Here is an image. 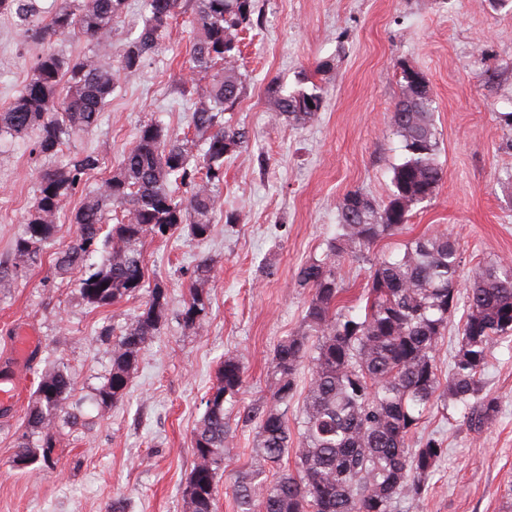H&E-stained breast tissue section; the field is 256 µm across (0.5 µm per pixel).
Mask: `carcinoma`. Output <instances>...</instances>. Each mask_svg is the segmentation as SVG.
<instances>
[{"label":"carcinoma","mask_w":512,"mask_h":512,"mask_svg":"<svg viewBox=\"0 0 512 512\" xmlns=\"http://www.w3.org/2000/svg\"><path fill=\"white\" fill-rule=\"evenodd\" d=\"M125 0H61L46 19L40 0H0L26 36L41 45L82 36L98 44L111 36ZM142 25L130 33L118 59L96 48L70 58L47 49L37 57L23 91L0 108V143L33 139L32 151L52 159L94 130L116 85L114 69L140 70L161 52L172 20L188 15L193 41L189 69L208 80L194 99L189 127L178 135L150 120L137 129L113 174L88 185L99 167L92 152L76 151L68 163L40 170L38 199L13 242L12 257L0 261V289L42 264L54 249L59 276L80 273L77 288L92 310L107 308L139 292L147 300L121 327L112 344V365L96 389L102 408L123 401L141 350L167 320L168 291L161 279L146 281L147 238L169 239L184 228L207 240L216 218L235 224L240 214L222 209L224 161L246 146L248 129L225 117L240 104L247 74L241 72L242 34L262 26L256 0H142ZM421 71L401 67V93L390 127L403 158L392 167V191L385 203L357 189L338 206L336 237L319 258L298 269L299 287L311 294L302 329L279 341L272 357L270 400L243 409L256 423L250 464L233 485L238 512H394L397 499L414 497L441 454L438 443L412 444L425 412L441 387L437 350L451 317L463 310L461 347L447 391L470 408L469 426L480 429L494 412L480 397L481 373L492 343L512 335V265L485 260L465 280L458 243L445 233L407 241L403 253L373 264L364 313L341 304L345 288L336 261L357 256L401 232L412 208L431 200L443 179L439 138L430 97L412 98L409 86ZM271 119L295 126L312 121L323 107L321 88L286 90L278 85ZM81 193L72 222L77 233L56 246L64 200ZM101 254V263L92 262ZM215 262L201 257L194 269L184 325L205 327V291ZM311 375L299 419L294 473H268L291 447L284 407L296 395V375ZM244 365L224 359L205 412L193 429L194 467L183 489L187 512H218V476L224 471L232 428L230 417L243 385ZM72 379L54 369L41 380L26 414L29 435L16 445L14 463L26 468L51 462L56 423L71 416Z\"/></svg>","instance_id":"cac0c4a2"}]
</instances>
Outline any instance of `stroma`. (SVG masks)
Segmentation results:
<instances>
[{"instance_id":"1","label":"stroma","mask_w":512,"mask_h":512,"mask_svg":"<svg viewBox=\"0 0 512 512\" xmlns=\"http://www.w3.org/2000/svg\"><path fill=\"white\" fill-rule=\"evenodd\" d=\"M262 29L247 34L246 94L232 118L251 140L224 165L223 202L236 224L216 221L205 243L186 234L147 241L150 276L168 284L169 319L143 349L127 394L104 409L95 393L110 369L101 328L123 324L142 308L136 295L90 310L75 276L58 277L52 255L0 290V368L9 366L19 329L37 338L21 370L14 406L0 408V512H109L124 498L127 512H186L182 488L194 466L192 430L205 410L224 358L246 365L239 406L268 401L273 351L297 332L310 299L298 267L321 255L336 233L338 206L359 189L377 200L391 193V166L401 158L389 117L400 96V67L426 74L432 89L444 177L434 198L417 205L401 233L363 256H343L338 270L346 304L357 305L378 258L433 232L457 240L465 263L512 262V189L499 178L512 168V0H258ZM192 30L171 24L164 50L134 73L117 72L100 125L79 141L98 155L90 181L112 174L143 122L160 118L183 132L190 111L176 81L196 82L186 64ZM0 16V106L25 85L42 53ZM318 84L324 106L314 121L271 120V88ZM43 160L20 144L0 154V260L7 259L35 202ZM216 262L206 287L211 306L204 330L178 314L201 256ZM72 374L76 423L58 425L51 465L17 468L16 442L44 374ZM482 395L495 419L471 429L464 406L433 407L416 436L438 440L443 453L416 499L395 512H512V337L491 348ZM233 439L219 478V512H237L232 495L246 468L255 426L232 416Z\"/></svg>"}]
</instances>
